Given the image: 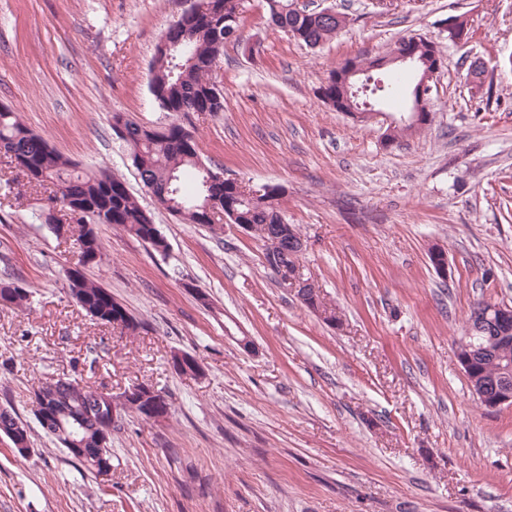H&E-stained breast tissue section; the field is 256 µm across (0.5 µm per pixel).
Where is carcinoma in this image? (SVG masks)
Returning a JSON list of instances; mask_svg holds the SVG:
<instances>
[{"label": "carcinoma", "instance_id": "obj_1", "mask_svg": "<svg viewBox=\"0 0 512 512\" xmlns=\"http://www.w3.org/2000/svg\"><path fill=\"white\" fill-rule=\"evenodd\" d=\"M208 8L191 16V28L195 34L192 42L194 56L178 54L182 68L174 70L170 62L155 56L150 64L149 85L155 87V100L168 112L186 115L190 112H220L223 106L213 103L214 81L211 79L224 44L227 43L225 18L239 15L238 0H207ZM273 24L299 42L316 47L345 27L346 16H323L317 12L300 11L294 0H268ZM372 83L359 92L355 102L374 106L385 103L391 95V71L373 72ZM324 103L338 112L347 109L344 83L334 79L326 82L317 91ZM128 136L121 137L125 143L132 166L145 187L169 184L170 193L156 200L167 211L174 205L183 208L182 220L188 224H203L212 231L223 230L215 224V213L205 207L207 198H213L219 210L232 209L238 213L241 224H254L260 242L266 236H282L283 251L280 261L293 267L299 255L290 245L288 226L280 208L284 190L279 185L266 187L261 200L255 204L245 203L238 187L224 182L216 187L206 186L207 174L199 157L198 144L191 132L182 124L174 123L163 131H152L135 121L126 120ZM0 161L10 169L27 175V169L38 172L27 183L43 186L49 182L56 187L53 200L71 212L70 236L76 237L80 250L79 263L87 265L85 259L101 257L102 243L91 228L93 224H110L140 241L150 245L161 256H166L169 244L152 217L143 209L126 183L105 170L84 173L76 165L58 154L42 136L30 130L10 108H0ZM68 293L77 305L93 320L102 325L135 334L142 328L128 310L112 297L106 288L90 280L84 271H66ZM309 296L315 300L314 311L323 316L324 322H341L336 308L326 303L319 289H310ZM0 307L19 312L31 310V292L16 285L10 278L0 279ZM33 395L43 396L47 410L59 417L46 435L62 448H68V438L75 437L86 448L105 447V459L112 462V429L102 432V419L108 409L102 402L98 389L82 385L76 380H56L55 388L42 384L33 390ZM83 419L84 427L74 424V418ZM17 432L29 437L24 423L17 414L0 409V433L6 436Z\"/></svg>", "mask_w": 512, "mask_h": 512}]
</instances>
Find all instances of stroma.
<instances>
[{
  "instance_id": "stroma-1",
  "label": "stroma",
  "mask_w": 512,
  "mask_h": 512,
  "mask_svg": "<svg viewBox=\"0 0 512 512\" xmlns=\"http://www.w3.org/2000/svg\"><path fill=\"white\" fill-rule=\"evenodd\" d=\"M298 2L349 22L312 49L270 23L265 0H241L239 39L212 73L222 111L179 118L149 80L182 0H0V106L79 168L123 179L169 244L162 258L95 225L102 256L84 271L144 327L95 323L67 294L76 241L33 218L49 188L0 166V276L33 295L29 313L0 309V407L29 422L31 441L21 456L0 435V512H512V406L482 407L457 356L477 301L512 306V70L499 65L512 0ZM451 14L468 18V42L443 32ZM418 35L443 58L422 130L381 144L411 109L410 69L365 122L317 98L345 61ZM476 59L480 88L465 78ZM117 115L182 122L207 166L284 186L300 270L341 326L279 286L260 242L156 210ZM435 245L447 274L429 262ZM176 352L203 375L177 374ZM64 374L116 395L151 385L171 413H118L101 479L32 421L33 388Z\"/></svg>"
}]
</instances>
